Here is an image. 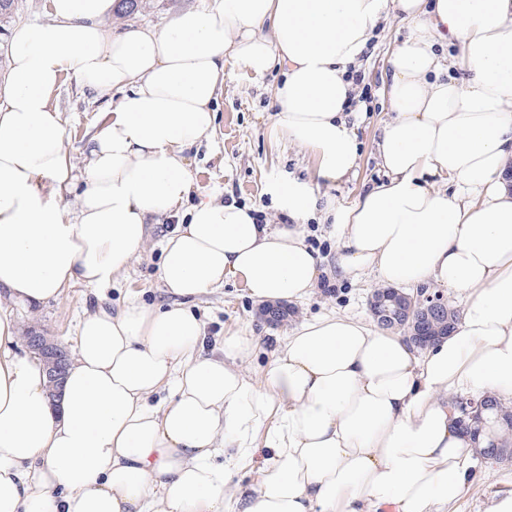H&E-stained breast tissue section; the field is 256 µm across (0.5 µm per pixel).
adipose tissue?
<instances>
[{
    "mask_svg": "<svg viewBox=\"0 0 512 512\" xmlns=\"http://www.w3.org/2000/svg\"><path fill=\"white\" fill-rule=\"evenodd\" d=\"M114 0H50L14 29L0 89V288L36 305L77 283L104 287L142 252L150 224L189 196L182 153L214 130L225 59L285 70L273 125L314 152L316 175L350 174L365 111L349 74L381 22L394 114L377 143L387 173L351 204L311 180L266 188L257 209L200 202L169 236L159 277L179 302L97 305L50 402L42 361L22 354L0 307V512H450L482 457L454 396L512 403V0H220L161 29L112 32ZM458 42L460 53H438ZM120 91L81 175L52 102L63 74ZM76 193L77 208L62 200ZM340 235L336 275L465 295L454 329L425 350L349 316L301 324L252 382L246 336L206 353L184 300L238 278L259 302L298 301L320 261L299 229ZM170 398L152 403L153 395ZM229 463H221V456ZM258 466L248 496L235 471Z\"/></svg>",
    "mask_w": 512,
    "mask_h": 512,
    "instance_id": "adipose-tissue-1",
    "label": "adipose tissue"
}]
</instances>
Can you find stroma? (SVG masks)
<instances>
[{"instance_id": "obj_1", "label": "stroma", "mask_w": 512, "mask_h": 512, "mask_svg": "<svg viewBox=\"0 0 512 512\" xmlns=\"http://www.w3.org/2000/svg\"><path fill=\"white\" fill-rule=\"evenodd\" d=\"M219 0H143L132 14L109 16L106 23L115 30L128 25L160 29L177 14L213 7ZM49 0H15L10 17L0 19V84L8 72L10 35L22 24L44 22L49 18ZM408 33L405 24L390 21L366 55L360 71L364 83L374 95L370 112L364 113L355 132L361 143L359 166L354 175L336 182L319 181L320 194L347 205L371 184L384 178L376 155L375 144L384 121L389 120L387 101L381 95L382 81L388 69V52L396 41ZM224 90L215 104L216 127L212 138L183 154L184 166L192 178L189 204L217 198L238 205L256 207L264 221L273 223L277 212L264 193L266 183L288 175L309 178L316 173V159L307 148L273 137L270 127L277 103L273 96L276 85L284 79L283 68L276 67L257 76L234 61L224 64ZM121 98L120 92L99 95L83 88L73 76H65L53 100L61 113L64 149L73 165H81L85 145L97 126L111 119ZM183 215L152 224L142 256L118 275L109 287L98 288L77 284L64 289L58 299L42 303L37 309L16 306L18 332L37 328L52 336L68 353H75L77 327L85 311L104 304L119 309L125 300L134 298L148 307L174 303L175 298L158 277L163 258V243L183 222ZM307 244L318 254L324 269L325 286L313 289L305 299L288 304L283 320L271 321L260 313V305L245 290L240 280L209 289L188 301V308L200 315L205 324L207 350H217L225 337L249 336L259 349L242 362L241 368L252 380H259L261 368L276 347L277 338L293 332L300 324L324 315L352 316L372 323L367 300L383 283L376 272L366 271L355 281L337 279L332 271L338 238L329 225L308 222L304 226ZM512 491V462L484 461L455 512H487L494 495Z\"/></svg>"}]
</instances>
